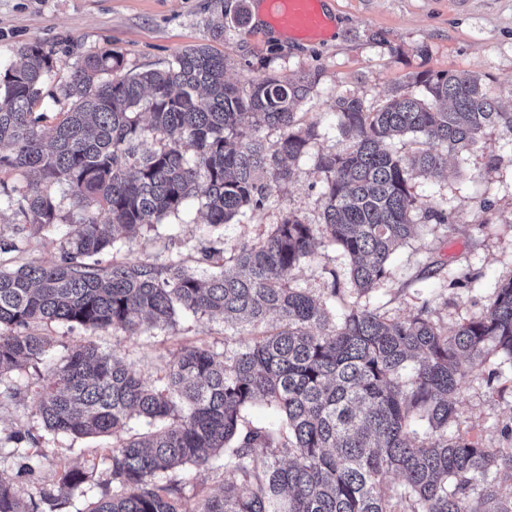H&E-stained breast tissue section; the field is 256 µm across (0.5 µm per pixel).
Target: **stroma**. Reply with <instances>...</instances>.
Returning a JSON list of instances; mask_svg holds the SVG:
<instances>
[{"label":"stroma","instance_id":"stroma-1","mask_svg":"<svg viewBox=\"0 0 512 512\" xmlns=\"http://www.w3.org/2000/svg\"><path fill=\"white\" fill-rule=\"evenodd\" d=\"M213 0H0V64L17 59L16 50L38 43L52 50L53 76L43 92L44 111L67 108L64 88L73 64L81 57L109 49L121 55L125 71L136 73L166 66L182 50L207 45L226 59V78L240 88L273 74L294 81L314 73L318 82L297 107L302 124L318 126L319 137L294 165L291 181L274 188L267 205L249 210L220 231L208 228L197 200L178 214L118 242L112 259L160 262L185 259L198 276L213 267L203 253L229 256L264 237L284 214L308 224L322 221L325 175L314 158L319 152H342L349 145L337 127L336 99L353 94L371 111L394 90L410 91L415 73H472L490 94L512 112V0H333L335 29L331 36L303 44L289 42L262 20L238 24L224 18V37L212 39ZM418 212H445L447 223L418 224L414 235L391 259V274L372 291L359 294L348 279V260L331 246L319 247L296 274V284L321 297L331 280L341 294L336 311L358 306L402 319L429 305L438 324L455 329L488 305L495 283L512 279V135L499 126L485 127L478 143L448 155V167L436 177L411 182ZM65 226L36 230L18 207H0V267L15 269L48 263L58 257ZM49 354L39 362L0 376V451L12 448L15 431L32 435L28 448L42 462L37 482L16 484L23 499L38 498L52 487L58 473L77 467L94 481L108 479V436L74 438L45 429L39 415L42 388L70 349L93 340L123 357L148 386L160 389L181 348L204 346L216 351L250 339L245 323L225 324L220 315L180 314L175 326L143 325L137 335L90 333L78 326H49ZM487 366L502 375L486 384L472 371L458 396L461 427L485 447L503 448L502 435L512 423V367L489 356ZM188 501L214 494L233 473L193 466L179 473Z\"/></svg>","mask_w":512,"mask_h":512}]
</instances>
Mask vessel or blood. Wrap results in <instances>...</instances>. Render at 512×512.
<instances>
[{"instance_id": "vessel-or-blood-1", "label": "vessel or blood", "mask_w": 512, "mask_h": 512, "mask_svg": "<svg viewBox=\"0 0 512 512\" xmlns=\"http://www.w3.org/2000/svg\"><path fill=\"white\" fill-rule=\"evenodd\" d=\"M267 23L289 38L314 41L327 35L332 22L324 11V0H265Z\"/></svg>"}]
</instances>
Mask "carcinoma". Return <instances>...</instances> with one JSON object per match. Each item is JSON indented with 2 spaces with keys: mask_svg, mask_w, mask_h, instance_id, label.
Instances as JSON below:
<instances>
[{
  "mask_svg": "<svg viewBox=\"0 0 512 512\" xmlns=\"http://www.w3.org/2000/svg\"><path fill=\"white\" fill-rule=\"evenodd\" d=\"M17 54L0 70V169L36 176L20 211L39 230L64 221L41 188L64 183L72 206L95 215L70 225L55 260L0 269V375L44 357L42 327L56 322L134 336L145 319L173 324L190 312L263 328L230 351L184 348L161 390L92 341L70 350L47 379L39 412L53 433L112 437L110 478L88 512H512V446L485 448L461 433L457 405L463 364L479 367L493 352L512 365V279L452 332L425 309L387 319L351 308L337 319L338 288L316 299L295 284L320 238L349 259L355 291L390 275L391 256L416 226L414 176L440 175L448 153L475 144L487 126L512 134V112L480 76L420 71L413 83L423 93L397 92L373 112L354 95L337 98L339 129L353 141L316 157L326 177L323 222L288 213L203 279L181 259L104 265L99 255L116 248L118 232L136 235L192 198L213 230L263 207L318 137L316 124L294 112L317 77L267 75L244 91L207 45L134 74L104 50L75 64L64 89L72 106L48 126L35 108L53 53L25 44ZM243 126L282 136L271 146L258 136L243 142ZM406 134L422 138L408 156L392 148ZM271 314L279 323L268 325ZM257 405L274 408L285 430L247 424ZM134 416L150 429L126 434ZM11 456L20 478L40 469L19 448ZM186 465L232 471L239 481L190 505L176 477ZM392 474L403 482H388ZM88 480L65 468L43 498H65ZM0 512L37 505L22 504L1 480Z\"/></svg>",
  "mask_w": 512,
  "mask_h": 512,
  "instance_id": "carcinoma-1",
  "label": "carcinoma"
}]
</instances>
